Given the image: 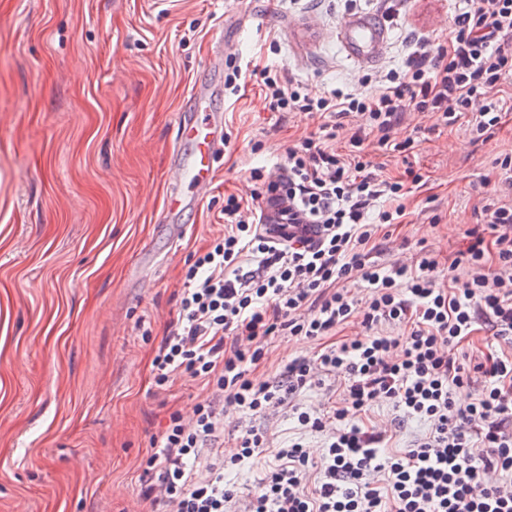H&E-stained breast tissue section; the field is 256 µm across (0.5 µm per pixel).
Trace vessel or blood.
Wrapping results in <instances>:
<instances>
[{"instance_id":"1","label":"vessel or blood","mask_w":512,"mask_h":512,"mask_svg":"<svg viewBox=\"0 0 512 512\" xmlns=\"http://www.w3.org/2000/svg\"><path fill=\"white\" fill-rule=\"evenodd\" d=\"M347 54L362 63L375 61L388 37L383 22L369 15L350 16L338 33ZM213 89L192 85L178 121V144L171 158L176 172V189L167 197L168 213L181 210L184 201H201L214 185V158L221 148L224 116L209 112ZM288 203L279 199L264 206V225L269 235L279 236Z\"/></svg>"}]
</instances>
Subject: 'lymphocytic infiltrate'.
I'll return each instance as SVG.
<instances>
[{
    "label": "lymphocytic infiltrate",
    "instance_id": "f902f5d3",
    "mask_svg": "<svg viewBox=\"0 0 512 512\" xmlns=\"http://www.w3.org/2000/svg\"><path fill=\"white\" fill-rule=\"evenodd\" d=\"M453 4L449 40L406 35L403 64L383 75L376 96L313 89L271 67L253 69L268 111L308 112L321 124L317 137L289 150L281 175L250 169V200L225 195L222 237L185 272L178 326L161 341L154 382L162 388L187 377L210 395L192 421L170 413L144 462L143 501L175 512H512V153L495 160L499 189L483 198L482 223L466 230L448 286L431 277L433 259L414 268L372 259L421 175L411 169L403 180L379 178L366 142L412 152L413 139L394 137L411 110L446 127L473 112L478 141L502 120L493 92L512 80V0ZM353 114L366 123L349 129L338 151L337 132ZM277 198L288 202L289 224L319 227L316 241L268 235L263 206ZM353 281L362 283V297L351 295ZM352 323L358 332L337 337ZM396 324L402 335L385 334ZM480 330L496 349L460 358L458 349ZM274 336L323 346L315 357L288 360L274 379L255 380ZM323 375L342 377L338 400L296 414L301 428L324 434L320 461L301 443L280 448L249 429L218 465L189 468L203 450L220 452L226 411L270 414ZM463 388L473 392L465 403L457 398ZM384 402L429 424L404 452L382 454L385 432L366 423ZM251 459L267 470L244 501L224 472Z\"/></svg>",
    "mask_w": 512,
    "mask_h": 512
}]
</instances>
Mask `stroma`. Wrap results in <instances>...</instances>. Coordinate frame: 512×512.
Segmentation results:
<instances>
[{
  "label": "stroma",
  "instance_id": "obj_1",
  "mask_svg": "<svg viewBox=\"0 0 512 512\" xmlns=\"http://www.w3.org/2000/svg\"><path fill=\"white\" fill-rule=\"evenodd\" d=\"M451 14L446 0H409L373 70L401 65L409 30L447 40ZM347 16L332 0L294 11L278 0H0V512H149L142 459L170 412L192 417L208 396L199 382H153L187 264L222 233L225 192L248 195L250 168L284 162L320 124L267 112L253 84L216 100L233 138L211 194L172 219L164 205L177 115L195 80L223 85L220 41L235 44L242 68L378 95L382 83L359 84L363 68L336 37ZM500 96L503 119L487 141H473L467 120L436 129L411 111L395 137L414 139L412 155L370 148L382 177L409 164L423 175L386 260L424 248L438 261L433 278L450 281L449 256L498 188L494 160L512 151V85ZM257 141L263 153H252ZM319 349L275 337L253 376L273 378ZM327 392L310 387L267 416L225 414V446L255 427L282 446L301 441L319 460L323 436L301 431L293 410L323 408ZM370 418L392 432L394 451L428 428L389 404Z\"/></svg>",
  "mask_w": 512,
  "mask_h": 512
}]
</instances>
